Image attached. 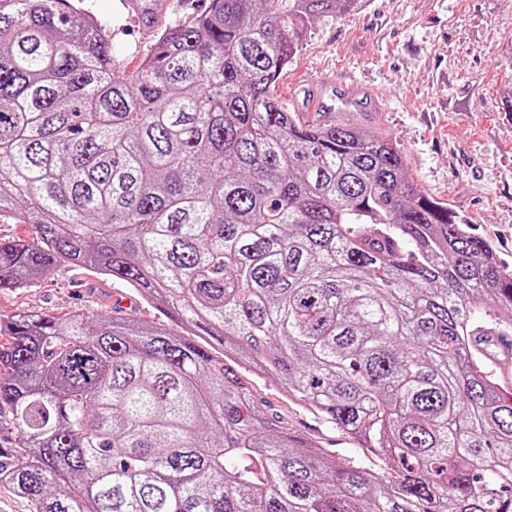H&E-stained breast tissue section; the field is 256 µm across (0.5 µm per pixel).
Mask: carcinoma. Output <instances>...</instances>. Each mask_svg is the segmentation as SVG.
Listing matches in <instances>:
<instances>
[{
	"mask_svg": "<svg viewBox=\"0 0 512 512\" xmlns=\"http://www.w3.org/2000/svg\"><path fill=\"white\" fill-rule=\"evenodd\" d=\"M368 0H209L128 74L72 0H0V290L61 261L174 314L0 315V485L31 512H512V270L401 144L288 110L312 23ZM222 347L214 356L197 337ZM280 377L374 472L257 410ZM33 235L32 227L24 224L18 216L5 215L0 220V237L30 239Z\"/></svg>",
	"mask_w": 512,
	"mask_h": 512,
	"instance_id": "carcinoma-1",
	"label": "carcinoma"
}]
</instances>
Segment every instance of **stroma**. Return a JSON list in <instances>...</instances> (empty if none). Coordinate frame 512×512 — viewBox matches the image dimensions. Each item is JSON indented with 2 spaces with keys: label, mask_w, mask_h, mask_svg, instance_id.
Masks as SVG:
<instances>
[{
  "label": "stroma",
  "mask_w": 512,
  "mask_h": 512,
  "mask_svg": "<svg viewBox=\"0 0 512 512\" xmlns=\"http://www.w3.org/2000/svg\"><path fill=\"white\" fill-rule=\"evenodd\" d=\"M78 5L111 29L114 55L134 71L155 33L143 31L124 0ZM328 72L380 89L383 111L351 123L396 137L415 185L446 202L512 268V0H368L359 13L314 21L276 91L290 101L295 84ZM123 299L133 318L174 328L125 283L67 262L40 284L0 291V315L101 317ZM239 374L259 408L293 434L339 457L354 454V442L290 401L277 376L246 367Z\"/></svg>",
  "instance_id": "obj_1"
}]
</instances>
